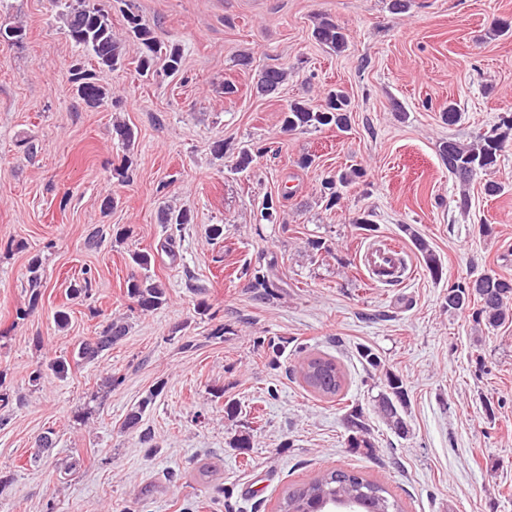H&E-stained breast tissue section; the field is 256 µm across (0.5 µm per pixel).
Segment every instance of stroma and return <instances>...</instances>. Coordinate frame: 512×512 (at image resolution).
<instances>
[{
  "instance_id": "1",
  "label": "stroma",
  "mask_w": 512,
  "mask_h": 512,
  "mask_svg": "<svg viewBox=\"0 0 512 512\" xmlns=\"http://www.w3.org/2000/svg\"><path fill=\"white\" fill-rule=\"evenodd\" d=\"M130 3L160 39L182 45L183 68L146 79L129 51L122 68L100 74L111 101L91 107L70 74L84 54L46 0H0V16L26 32L0 40V512H278L290 489L328 467L383 484L404 512H512V319L491 328L445 307L451 283L484 271L512 279V139L472 182L465 210L440 155L447 139L472 142L512 113V30L492 32L497 20L512 26V0H411L400 14L391 0H112L123 40ZM325 13L344 28L346 51L314 39ZM242 54L250 67L238 65ZM269 66L290 76L265 96L256 82ZM228 81L235 97L224 95ZM334 85L353 100L347 130L283 129L288 101L318 105ZM450 103L452 123L442 116ZM117 121L136 136L127 182L112 176L123 154ZM217 140L226 157L213 155ZM252 143L269 153L249 174L230 171V155ZM349 167L361 178L326 209L323 179ZM489 181L500 195H484ZM270 194L281 198L275 224L260 216ZM167 208L194 218L170 249L159 222ZM102 226L110 235L88 246ZM377 238L403 252L399 283L372 284L358 265ZM319 240L327 252L314 249ZM137 253L150 255L167 292L148 313L126 295ZM259 266L278 285L272 298L251 285ZM87 269L91 298L70 296ZM114 318L128 333L111 350L31 385L37 365ZM365 347L384 370L363 359ZM314 353L341 365L339 397L296 373ZM387 370L406 390L404 436L375 409ZM355 408L374 455L346 445ZM243 435L249 447H238Z\"/></svg>"
}]
</instances>
